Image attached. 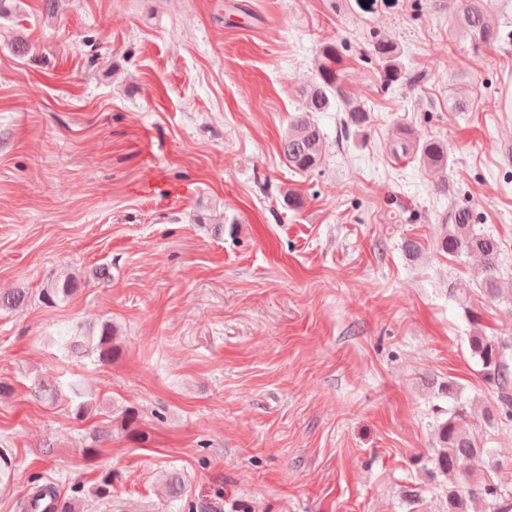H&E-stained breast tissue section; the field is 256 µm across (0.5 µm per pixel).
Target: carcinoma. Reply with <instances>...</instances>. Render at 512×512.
Returning <instances> with one entry per match:
<instances>
[{"instance_id": "1", "label": "carcinoma", "mask_w": 512, "mask_h": 512, "mask_svg": "<svg viewBox=\"0 0 512 512\" xmlns=\"http://www.w3.org/2000/svg\"><path fill=\"white\" fill-rule=\"evenodd\" d=\"M486 0H464V7L455 14L453 26L469 39L473 52L501 38L500 27L485 9ZM368 51L380 66L379 77L387 88L414 87L423 75L407 70L402 62L399 44L387 36H376L368 44ZM342 54L334 41L320 45L315 72L304 89L303 103L291 118L288 134L282 139L280 152L288 167L299 175L308 174L319 167L324 156V140L314 121L318 112L332 107L341 109L340 124L345 132H362L370 127L371 110L352 99L343 88ZM475 103L474 92L463 87L450 99L453 112H468ZM391 151L398 157L416 159L428 171L444 172L448 168V146L437 139H421L408 128L398 129ZM437 249L451 259L475 260L485 276L478 284L479 297L484 303H512V277H504L503 243L493 232L475 224L473 212L464 206H455L445 215L437 240ZM80 281L71 274L58 275L40 289V297L47 306L66 302L79 287ZM27 291L0 293V310H13L26 303ZM459 305L471 326L467 343L470 356L479 367L483 379L492 386L493 405L483 412L487 426L506 429L512 425V341L493 336L482 325V311L468 293L458 295ZM115 330L105 321L92 334L82 352L95 358L101 365H110L116 348L112 346ZM68 407L80 418L88 411L84 401L86 392L80 381L68 384ZM139 414L133 409L122 413L121 430L136 440ZM439 448L434 454L418 458L420 469L432 481L430 490L440 498V512H469V501L481 499L485 512H512V487L483 477L474 484L463 487L458 475L467 465L489 466L498 469L501 462L492 457L486 439L480 436L472 417L461 406L448 409V418L436 428Z\"/></svg>"}]
</instances>
